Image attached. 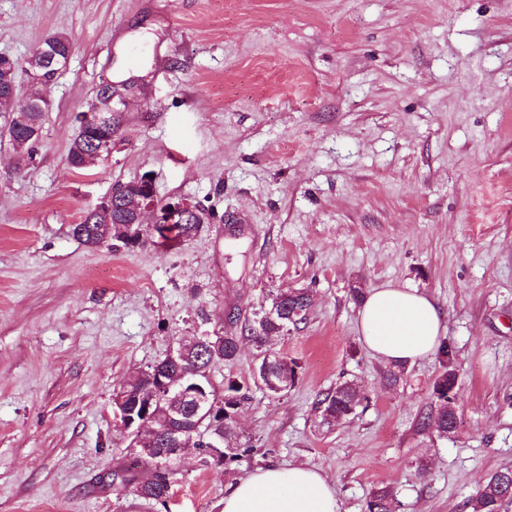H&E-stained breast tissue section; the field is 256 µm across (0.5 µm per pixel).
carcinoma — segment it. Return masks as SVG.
Wrapping results in <instances>:
<instances>
[{
	"mask_svg": "<svg viewBox=\"0 0 512 512\" xmlns=\"http://www.w3.org/2000/svg\"><path fill=\"white\" fill-rule=\"evenodd\" d=\"M48 48L60 54L73 48V41L62 33H52L43 39ZM24 72V64L18 59H7L0 57V97L5 95L4 88L8 83L19 78ZM91 144L81 135L74 137L69 148V163L77 170L85 169V154L90 151ZM99 226L96 224H74L72 234L89 248L101 246V240L97 234ZM193 229L191 224H173L165 229L158 228L156 232L144 239L136 236L124 240L127 245L163 246L165 243L179 239ZM312 305V296L304 290L286 291L277 294L272 298L269 309L263 312L259 320L248 326L250 338L261 348L257 368H262V363L269 362L271 376L288 374L291 383L297 381L298 364L293 361L280 359L270 355L263 350L268 338L287 332L292 327L303 323ZM439 358L444 367V372L435 381L433 395L436 398L437 410L426 426L431 428L440 437L448 436V429L457 427V420L454 408L448 403V391L456 387V373L453 369V356L448 345L443 344L438 350ZM185 366L201 370V377L206 384L209 397L212 403L221 412L234 402L245 403L250 399V387L247 383L235 378H227L224 385L217 387L210 380L208 358L198 355L195 348H190ZM365 396L358 386L351 382H343L336 386L334 391L325 394L317 400V409L320 416L327 424H336L348 415L364 401ZM211 421L195 412L194 406L187 404L182 409L181 421L178 427L189 432L194 437V448L199 450L200 457H205L207 447L200 440V436L206 435L207 427ZM216 428L224 430V464L229 465L237 461L240 456L249 451V445L237 441L235 425L229 415H224V422L216 425ZM146 466V462L139 457H134L130 466L123 470V474H113V477L120 480L122 484H136L137 496L148 501L165 503V491L175 481V472L157 466L151 467L150 477L139 480L136 469ZM512 498V469L504 468L492 474L479 488L474 497L469 499L465 507L469 512H499L504 500ZM399 502L392 491L388 488H380L375 491L366 502V512H398Z\"/></svg>",
	"mask_w": 512,
	"mask_h": 512,
	"instance_id": "cac0c4a2",
	"label": "carcinoma"
}]
</instances>
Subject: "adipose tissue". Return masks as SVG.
<instances>
[{
  "instance_id": "ef3b65f1",
  "label": "adipose tissue",
  "mask_w": 512,
  "mask_h": 512,
  "mask_svg": "<svg viewBox=\"0 0 512 512\" xmlns=\"http://www.w3.org/2000/svg\"><path fill=\"white\" fill-rule=\"evenodd\" d=\"M359 331L376 358L410 365L437 352L440 311L425 295L388 285L371 290L365 298ZM224 512H341V505L321 472L303 465L268 466L229 486Z\"/></svg>"
}]
</instances>
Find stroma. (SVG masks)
Instances as JSON below:
<instances>
[{
    "label": "stroma",
    "mask_w": 512,
    "mask_h": 512,
    "mask_svg": "<svg viewBox=\"0 0 512 512\" xmlns=\"http://www.w3.org/2000/svg\"><path fill=\"white\" fill-rule=\"evenodd\" d=\"M71 59L46 91L32 157L0 112V512H223L257 468L320 470L342 512L389 488L400 512H466L512 468V0H0V53L47 34ZM111 82L122 127L71 168L76 117ZM151 175L207 222L164 246L91 249L71 227L115 182ZM431 298L457 375V429L434 411L438 357L388 384L361 341L375 288ZM304 289V323L269 341L298 364L252 390L231 470L183 460L167 505L111 482L129 455L113 411L130 375L185 336H241L215 385L251 381L246 338L271 298ZM363 403L323 425L342 382Z\"/></svg>",
    "instance_id": "stroma-1"
}]
</instances>
